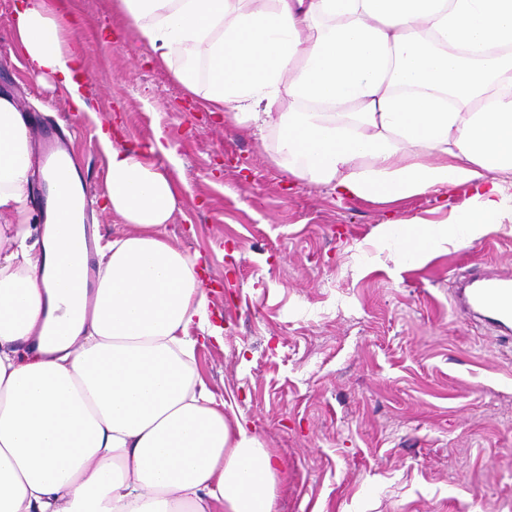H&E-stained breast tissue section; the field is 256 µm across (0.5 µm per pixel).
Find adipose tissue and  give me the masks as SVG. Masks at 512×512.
I'll list each match as a JSON object with an SVG mask.
<instances>
[{
  "label": "adipose tissue",
  "mask_w": 512,
  "mask_h": 512,
  "mask_svg": "<svg viewBox=\"0 0 512 512\" xmlns=\"http://www.w3.org/2000/svg\"><path fill=\"white\" fill-rule=\"evenodd\" d=\"M183 88L246 129L275 131L294 178L381 203L466 187L438 222L378 225L375 248L415 267L449 246L512 233V0H116ZM61 0H26L12 30L27 72L88 109ZM103 206L127 227L97 244L69 222L74 157L34 165L30 129L0 96V512H275L283 471L236 403L195 370L220 336L208 259L174 247L184 191L164 143L133 151L110 128ZM49 185L43 225L30 190Z\"/></svg>",
  "instance_id": "1"
}]
</instances>
